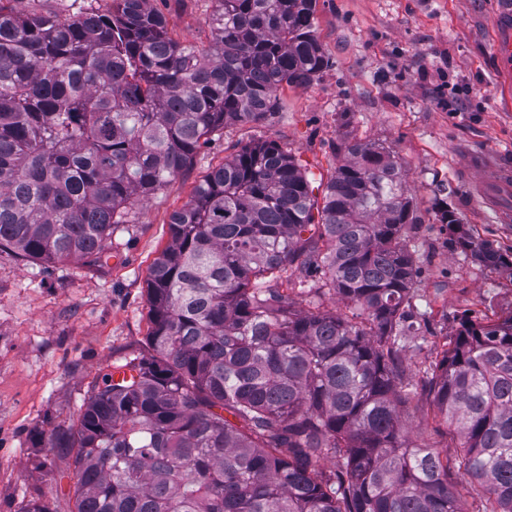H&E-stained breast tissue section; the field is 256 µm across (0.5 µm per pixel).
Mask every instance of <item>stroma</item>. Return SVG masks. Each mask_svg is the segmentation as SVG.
I'll list each match as a JSON object with an SVG mask.
<instances>
[{
	"label": "stroma",
	"mask_w": 512,
	"mask_h": 512,
	"mask_svg": "<svg viewBox=\"0 0 512 512\" xmlns=\"http://www.w3.org/2000/svg\"><path fill=\"white\" fill-rule=\"evenodd\" d=\"M499 0H317L315 31L329 65L306 87H283L267 121L212 135L175 180L115 227L103 262L47 263L0 251V512L34 494L66 512L74 479L49 447L76 420L89 385L144 351L150 330L147 275L170 240L169 222L212 167L242 145L274 140L327 179L345 139L383 143L407 171L421 223L406 227L419 269L410 311L416 335L401 341L409 389L422 393L461 320L512 313V267L475 259L441 224L454 210L471 234L501 251L512 223L474 184L469 162H512V84L496 54ZM181 41L208 44L210 0H150ZM411 443L460 452L433 415L407 423Z\"/></svg>",
	"instance_id": "1"
}]
</instances>
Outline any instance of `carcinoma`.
<instances>
[{"label": "carcinoma", "mask_w": 512, "mask_h": 512, "mask_svg": "<svg viewBox=\"0 0 512 512\" xmlns=\"http://www.w3.org/2000/svg\"><path fill=\"white\" fill-rule=\"evenodd\" d=\"M0 0V251L99 261L130 209L210 136L267 120L328 66L317 0H211L206 47L149 0L61 20ZM322 191L274 140L211 169L170 219L147 277V352L93 382L49 448L72 460V512H464L448 455L408 445L398 337L422 223L406 171L347 139ZM438 220L492 267L509 260L455 212ZM319 275L359 311L298 308L267 284ZM427 403L463 441L458 472L512 512V313L464 320ZM233 419H228L224 413Z\"/></svg>", "instance_id": "carcinoma-1"}]
</instances>
